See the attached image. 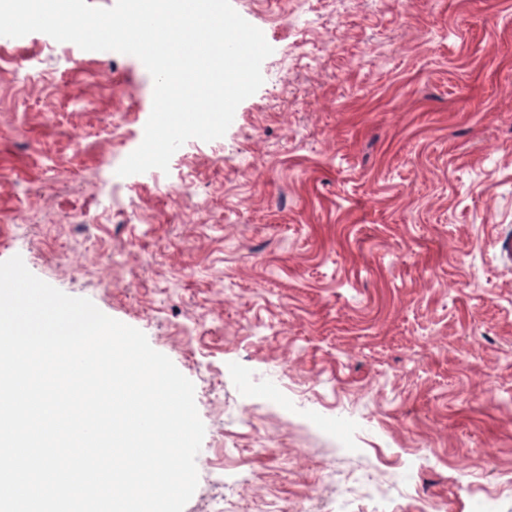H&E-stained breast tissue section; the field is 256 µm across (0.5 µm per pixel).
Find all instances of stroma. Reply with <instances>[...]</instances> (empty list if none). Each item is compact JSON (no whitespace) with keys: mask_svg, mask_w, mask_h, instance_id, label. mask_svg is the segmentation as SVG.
I'll return each instance as SVG.
<instances>
[{"mask_svg":"<svg viewBox=\"0 0 512 512\" xmlns=\"http://www.w3.org/2000/svg\"><path fill=\"white\" fill-rule=\"evenodd\" d=\"M231 4L264 82L165 172L137 57L0 36V261L193 382L184 512H512V0Z\"/></svg>","mask_w":512,"mask_h":512,"instance_id":"obj_1","label":"stroma"}]
</instances>
